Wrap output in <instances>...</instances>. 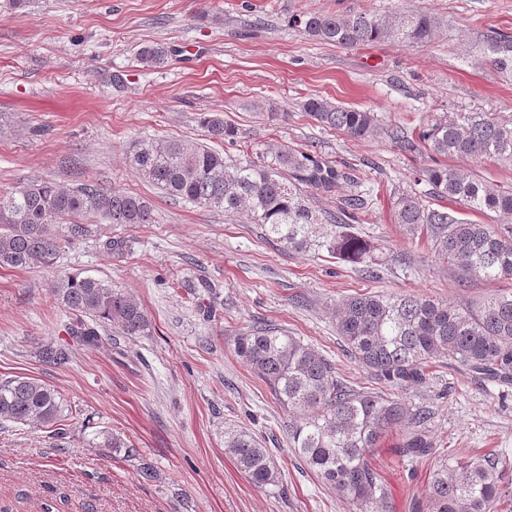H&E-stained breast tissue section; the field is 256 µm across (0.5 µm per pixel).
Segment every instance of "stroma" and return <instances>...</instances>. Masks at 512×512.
<instances>
[{"instance_id":"stroma-1","label":"stroma","mask_w":512,"mask_h":512,"mask_svg":"<svg viewBox=\"0 0 512 512\" xmlns=\"http://www.w3.org/2000/svg\"><path fill=\"white\" fill-rule=\"evenodd\" d=\"M426 10L442 20L427 45L385 40L345 48L291 27L304 12L390 16ZM512 33V0H0V191L33 180L92 184L143 197L151 224L85 221L54 266L0 267V381L37 379L61 394L65 420L48 428L0 419V507L6 512H349L288 443L292 417L234 347L255 322L276 325L314 345L348 385L388 391L351 360L331 312L357 294L482 302L512 290V280L458 286L425 237L395 223L399 193L439 207L417 169L428 149L411 152L386 131L417 137L437 119L479 112L512 123V78L482 60L478 44ZM162 45L161 67L138 50ZM377 112V132L354 139L308 116L306 99ZM220 114L238 135L211 138L201 113ZM183 138L260 160L284 145L353 168L357 179L329 193L307 191L317 211L340 199L378 198L355 222L377 244L379 274L327 252L294 253L267 239L244 212H223L169 196L127 163L143 136ZM449 167L499 190L512 189V161L452 158ZM120 237L122 255L102 243ZM105 281L131 295L151 322L146 336L107 331L100 347H76L70 364L38 357L41 346L69 341L71 317L50 292L63 274ZM409 397L429 410L435 453H396L403 431L383 437L371 463L387 492V512L425 506L429 473L442 459L493 454L512 468V385L480 382L440 359ZM246 431L270 449L276 485L253 486L227 451L229 433ZM119 435L124 449L93 444ZM151 474H143V466Z\"/></svg>"}]
</instances>
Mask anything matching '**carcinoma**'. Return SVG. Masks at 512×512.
<instances>
[{
	"label": "carcinoma",
	"mask_w": 512,
	"mask_h": 512,
	"mask_svg": "<svg viewBox=\"0 0 512 512\" xmlns=\"http://www.w3.org/2000/svg\"><path fill=\"white\" fill-rule=\"evenodd\" d=\"M308 36L342 47L398 40L427 44L441 28L428 11H408L396 18L376 12L347 15L307 13L293 19ZM479 51L500 73L512 75V34L484 36ZM139 60L155 67L166 63L162 45L144 46ZM320 124L363 139L378 128V115L335 105L323 98L303 104ZM201 122L216 139L233 141L235 127L214 115ZM392 139L410 151L418 143L436 155L512 161V125L473 115L461 121H436L419 133L418 142L394 130ZM127 161L136 173L166 194L226 214L248 211L266 235L295 252L326 251L366 275H376L374 245L350 232L349 221L369 212L361 196L344 202L333 218L320 217L301 187L324 193L355 175L318 155L283 147L269 161L227 163L223 154L183 139L143 136L132 142ZM419 179L435 197L463 206L472 215H512V191L495 190L446 165L427 167ZM93 215L111 224H152L153 210L143 198L84 184L66 187L29 181L0 193V267H51L61 249L55 223H68L69 234L85 231L77 218ZM396 223L431 240L435 255L451 267L457 282L474 278H512V226L495 227L457 217L445 207L430 208L408 194L396 197ZM51 293L75 317L77 343L104 344L100 329L110 326L125 336H147L151 323L126 293L90 277L64 275ZM344 350L380 380L408 391L426 380L432 360L445 358L501 382L512 381V292L485 299L478 306L434 302L415 296L389 298L359 294L332 311ZM235 351L269 387L273 398L301 414L289 426L290 447L304 466L333 486L356 512H384L386 492L370 461L371 449L393 429H407L399 453L415 458L432 454L423 432L429 412L404 396L362 392L342 382L331 360L315 347L275 326L257 325L234 340ZM42 362L64 366L73 348L48 344ZM60 394L28 377L0 382V417L17 424L52 426L63 418ZM226 448L240 470L258 488L278 483L279 470L269 449L247 431H237ZM512 508V484L499 462L489 458L440 462L429 473L426 512H506Z\"/></svg>",
	"instance_id": "cac0c4a2"
}]
</instances>
